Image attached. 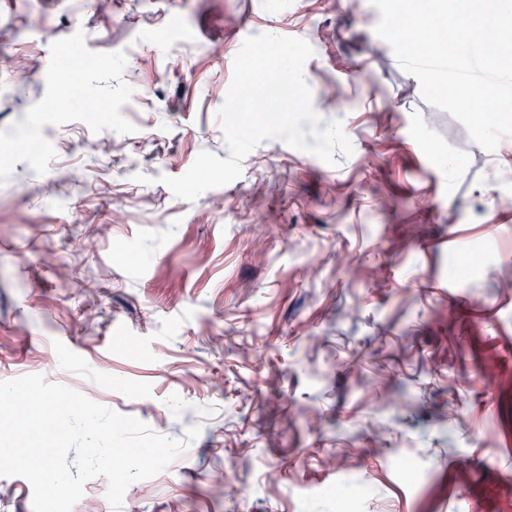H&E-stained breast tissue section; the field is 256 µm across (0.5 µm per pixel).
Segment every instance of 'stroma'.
<instances>
[{
    "mask_svg": "<svg viewBox=\"0 0 512 512\" xmlns=\"http://www.w3.org/2000/svg\"><path fill=\"white\" fill-rule=\"evenodd\" d=\"M379 18L0 0V143L27 144L0 160V381L201 428L120 510L100 477L73 512H512V135L485 151L427 104ZM262 33L310 43L313 107L352 154L266 140L237 180L175 197L160 176L228 158L218 111ZM82 60L91 96L56 99L52 63Z\"/></svg>",
    "mask_w": 512,
    "mask_h": 512,
    "instance_id": "stroma-1",
    "label": "stroma"
}]
</instances>
